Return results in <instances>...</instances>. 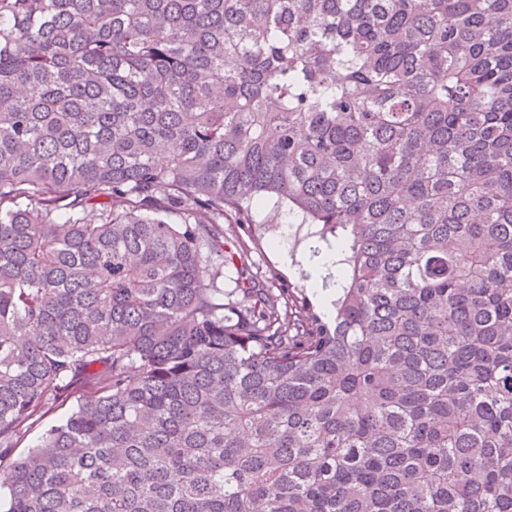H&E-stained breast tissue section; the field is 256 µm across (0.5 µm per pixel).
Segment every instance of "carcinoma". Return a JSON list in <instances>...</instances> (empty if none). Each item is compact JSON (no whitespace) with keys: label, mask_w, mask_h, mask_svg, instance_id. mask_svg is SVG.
<instances>
[{"label":"carcinoma","mask_w":512,"mask_h":512,"mask_svg":"<svg viewBox=\"0 0 512 512\" xmlns=\"http://www.w3.org/2000/svg\"><path fill=\"white\" fill-rule=\"evenodd\" d=\"M0 512H512V0H0ZM273 203L274 200H271L265 207L252 211V230L249 234L242 231L239 234L233 220L230 217L224 218L222 227L224 237L228 241L227 251L235 253V264L229 263L224 267V288H234L237 269L241 267L244 259L250 273L261 278L271 277L283 288H290L297 299L306 304L312 313L318 314L326 321L310 293V288L319 297L325 313L331 316L334 312L332 301L336 298V276L340 279L338 275L345 266L346 245L342 240L337 243L313 245L301 262L302 268L309 274L307 283V274L301 268L298 257H301L313 242L319 241L315 233L319 227L314 224H300L301 219L296 215L294 224L285 223L283 214L287 209L283 208L280 213L282 217L277 218L273 215ZM236 233L239 234V239ZM286 255L287 263L288 259H291L294 265L299 266L297 271L292 272L285 265ZM239 256H242V260ZM328 272L336 274L335 276L329 273L326 276H331L330 286L327 288L331 292L335 290L334 293L322 290V276Z\"/></svg>","instance_id":"1"}]
</instances>
